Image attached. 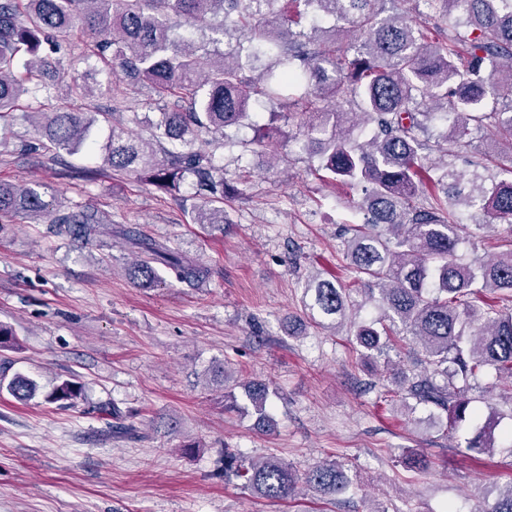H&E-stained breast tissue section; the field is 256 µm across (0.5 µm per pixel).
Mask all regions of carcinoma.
<instances>
[{
    "label": "carcinoma",
    "mask_w": 512,
    "mask_h": 512,
    "mask_svg": "<svg viewBox=\"0 0 512 512\" xmlns=\"http://www.w3.org/2000/svg\"><path fill=\"white\" fill-rule=\"evenodd\" d=\"M0 0V128L15 118L23 97L34 102L67 95H91L111 75L122 72L128 86L150 87L163 105L155 118L144 117L149 137L133 138L112 124V110L71 112L66 103L40 117L41 140L29 145L56 155L82 146L102 158L103 166L134 174L165 192H178L193 180L191 218L195 224L225 222L224 199L238 189L224 177L208 146L222 139L233 145V131L247 123L254 143L273 147L289 138L263 121L252 106L264 100L288 118H298L302 150L317 161V171L351 189L362 222L345 230V260L363 281L364 293L378 291L381 318L356 322L362 307L353 290L313 278L303 291L306 316L317 326L336 330L350 324L348 335L360 358L374 361L389 341L405 334L419 349L424 370L391 380L393 393L446 414L448 436L472 421L473 398L467 382L491 370L512 382V307L480 302L486 293L512 300V238L488 261L464 263L458 255L467 225L459 210L483 213L512 224V103L500 106L499 88L512 92V0H421L434 17L448 22V35L429 39L409 19V10L384 15L386 0ZM333 18L327 30L312 22L293 29V16ZM92 37L83 55L85 68L66 82L52 74L71 49L74 28ZM247 35V47L218 49L230 29ZM208 31L197 41L194 34ZM172 99L175 108L167 100ZM324 106L312 110L315 102ZM353 104L357 111L345 112ZM440 122L438 151L448 153L474 129L491 127L508 154L489 162L473 161L467 170L439 164L423 139ZM163 159L157 150L164 143ZM499 172L488 175L490 164ZM53 214L55 234L88 243L111 231L109 215L93 206L50 212V203L29 187L0 181V220ZM118 233L140 258L127 267L134 284L158 281L156 265L181 283L199 284L207 266L165 245ZM243 401L224 392L228 412L253 410L257 425L274 427L271 384L241 385ZM37 383L16 374L0 376V393L29 400ZM82 396L81 385L64 379L45 401L70 406ZM112 414L116 433L139 436L133 415ZM495 423L489 421L466 441L478 454L497 448ZM224 472L242 481L255 496L276 501L295 496L300 483L338 496L352 486L347 469L322 461L299 478L275 457L250 461L224 449ZM483 512H512V484Z\"/></svg>",
    "instance_id": "carcinoma-1"
}]
</instances>
